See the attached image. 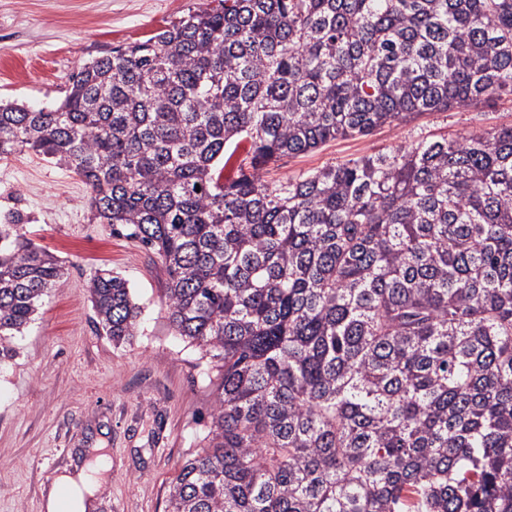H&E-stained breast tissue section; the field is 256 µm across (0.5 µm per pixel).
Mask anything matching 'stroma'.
I'll return each mask as SVG.
<instances>
[{"label": "stroma", "instance_id": "1", "mask_svg": "<svg viewBox=\"0 0 512 512\" xmlns=\"http://www.w3.org/2000/svg\"><path fill=\"white\" fill-rule=\"evenodd\" d=\"M210 0H0V101L61 100L79 67L146 39ZM512 125V94L427 112L364 137L336 138L284 158L267 176H295L436 134ZM12 216L66 268L0 368V512H45L53 478L103 448L112 468L95 512H164L169 482L205 431L207 365L167 321L164 276L141 244L92 220L72 171L22 150L0 160V220ZM124 277L142 309L138 331L114 344L96 328L88 284Z\"/></svg>", "mask_w": 512, "mask_h": 512}]
</instances>
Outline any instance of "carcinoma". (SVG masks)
Wrapping results in <instances>:
<instances>
[{
	"label": "carcinoma",
	"mask_w": 512,
	"mask_h": 512,
	"mask_svg": "<svg viewBox=\"0 0 512 512\" xmlns=\"http://www.w3.org/2000/svg\"><path fill=\"white\" fill-rule=\"evenodd\" d=\"M505 90L512 0H218L0 103V158L73 169L216 372L167 512H512V125L265 177ZM64 275L0 224V367ZM88 291L132 338L127 280Z\"/></svg>",
	"instance_id": "carcinoma-1"
}]
</instances>
